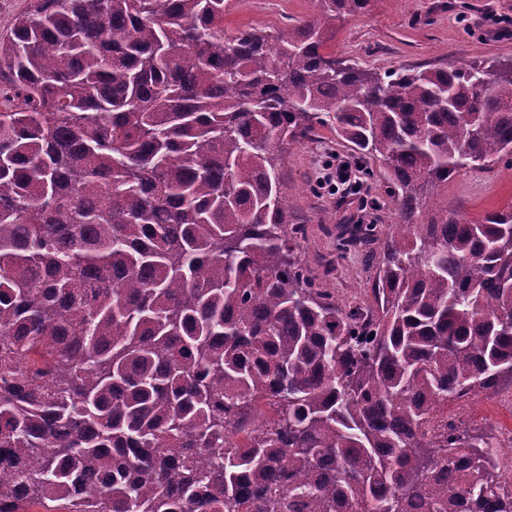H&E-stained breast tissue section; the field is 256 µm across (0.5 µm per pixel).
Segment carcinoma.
Segmentation results:
<instances>
[{
	"label": "carcinoma",
	"instance_id": "carcinoma-1",
	"mask_svg": "<svg viewBox=\"0 0 512 512\" xmlns=\"http://www.w3.org/2000/svg\"><path fill=\"white\" fill-rule=\"evenodd\" d=\"M369 4L228 36L226 0H30L0 36V512H512L496 434L448 417L512 379V208L423 201L512 155V67L336 58ZM319 126L398 211L337 245L365 304L288 223Z\"/></svg>",
	"mask_w": 512,
	"mask_h": 512
}]
</instances>
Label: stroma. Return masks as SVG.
<instances>
[{
    "label": "stroma",
    "instance_id": "stroma-1",
    "mask_svg": "<svg viewBox=\"0 0 512 512\" xmlns=\"http://www.w3.org/2000/svg\"><path fill=\"white\" fill-rule=\"evenodd\" d=\"M316 11L317 0H230L224 30L229 35L249 28L279 30ZM336 26L337 57L381 73L512 64V0H371L365 13L343 17ZM334 155L347 159L351 151L329 129H319L285 151L281 183L291 223L306 227L300 259L312 277L335 289L340 302L350 303L364 297L373 261L360 252L336 257L337 238L362 215L315 182ZM428 204L458 210L470 220L512 204V161L456 173L430 190Z\"/></svg>",
    "mask_w": 512,
    "mask_h": 512
}]
</instances>
